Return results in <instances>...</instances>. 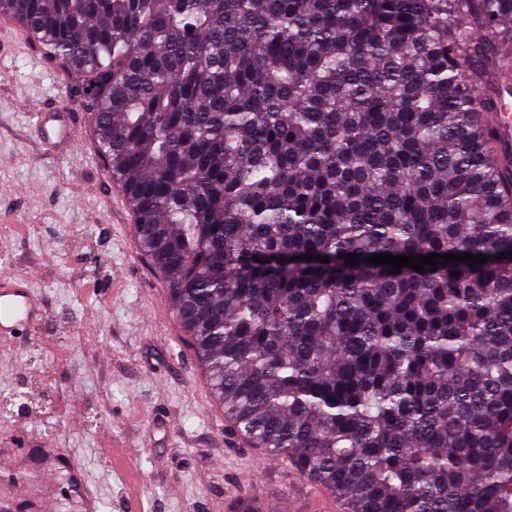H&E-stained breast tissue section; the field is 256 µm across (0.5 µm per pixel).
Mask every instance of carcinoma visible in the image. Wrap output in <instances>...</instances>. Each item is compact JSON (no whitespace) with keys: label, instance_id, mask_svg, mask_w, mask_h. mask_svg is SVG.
<instances>
[{"label":"carcinoma","instance_id":"obj_1","mask_svg":"<svg viewBox=\"0 0 512 512\" xmlns=\"http://www.w3.org/2000/svg\"><path fill=\"white\" fill-rule=\"evenodd\" d=\"M0 14L69 76L238 433L346 512H512V0ZM433 253L488 261L365 263ZM503 99H507L504 105L507 112H502L505 118L496 125L494 134L500 153L512 155V97Z\"/></svg>","mask_w":512,"mask_h":512}]
</instances>
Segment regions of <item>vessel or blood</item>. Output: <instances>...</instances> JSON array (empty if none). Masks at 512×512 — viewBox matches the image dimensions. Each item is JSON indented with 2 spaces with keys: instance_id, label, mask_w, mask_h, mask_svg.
<instances>
[{
  "instance_id": "b4317fda",
  "label": "vessel or blood",
  "mask_w": 512,
  "mask_h": 512,
  "mask_svg": "<svg viewBox=\"0 0 512 512\" xmlns=\"http://www.w3.org/2000/svg\"><path fill=\"white\" fill-rule=\"evenodd\" d=\"M507 113L495 127V139L500 153L512 155V100H506ZM36 129L42 141L50 147L66 146L76 135L77 127L70 113L52 108L38 113ZM45 307L34 293L29 279H0V344L15 341L21 334L40 325ZM333 503L313 495L306 508H284L257 496L238 497L229 512H333Z\"/></svg>"
}]
</instances>
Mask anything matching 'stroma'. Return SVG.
I'll use <instances>...</instances> for the list:
<instances>
[{
    "instance_id": "obj_1",
    "label": "stroma",
    "mask_w": 512,
    "mask_h": 512,
    "mask_svg": "<svg viewBox=\"0 0 512 512\" xmlns=\"http://www.w3.org/2000/svg\"><path fill=\"white\" fill-rule=\"evenodd\" d=\"M69 88L29 45L0 60V278H32L46 309L0 346V402L29 406L0 415V456L14 458L0 503L27 512L25 493L47 492L53 512H83L75 459L100 512H228L243 493L304 503L310 487L226 421L94 142L50 156L34 137L38 112L69 108Z\"/></svg>"
}]
</instances>
